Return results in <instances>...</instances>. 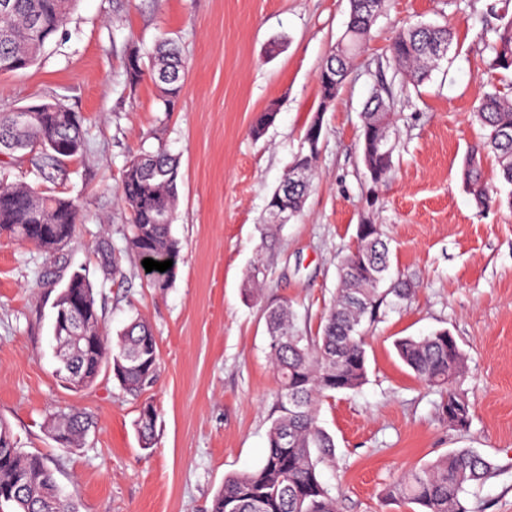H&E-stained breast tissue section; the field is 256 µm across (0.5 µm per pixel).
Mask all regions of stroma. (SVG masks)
<instances>
[{"instance_id":"1","label":"stroma","mask_w":512,"mask_h":512,"mask_svg":"<svg viewBox=\"0 0 512 512\" xmlns=\"http://www.w3.org/2000/svg\"><path fill=\"white\" fill-rule=\"evenodd\" d=\"M491 0H387L366 50L336 100L319 111L317 76L342 36L348 0H80L32 67L0 75V109L58 98L78 112L88 146L52 178L0 155V180L78 199L76 238L48 255L0 238V421L20 448L46 456L80 512H205L227 475L257 469L278 389L268 360L267 305L290 304L310 336L337 288V265L363 220L391 241V269L411 283L386 298L367 333V381L321 406L335 464L319 467L339 512H410L390 500L404 472L453 451L494 466L464 496L469 512H512V209L479 208L462 181L482 131L471 112L482 91L512 95V79L486 64L480 17ZM449 25L457 42L430 81L397 93L393 167L373 183L358 144L363 104L391 78L386 50L397 29ZM175 41L187 61L184 92L165 110L150 79L126 83L131 47ZM277 104L261 137L256 113ZM322 118L316 173L299 216L279 233L262 295L246 298L267 200ZM165 148L176 157V278L156 292L125 250L128 215L115 193L131 156ZM119 271L103 277L99 246ZM88 270L110 334L134 315L153 327L161 374L154 447L134 429L140 403L110 371L87 388L57 375L52 304L68 277ZM450 332L465 355L457 389L470 403L466 429L449 427L440 389L398 357L395 340ZM75 406L93 420L83 447L59 446L48 418Z\"/></svg>"}]
</instances>
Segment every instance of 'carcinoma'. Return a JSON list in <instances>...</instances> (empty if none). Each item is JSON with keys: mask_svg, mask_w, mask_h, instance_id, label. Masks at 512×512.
Returning <instances> with one entry per match:
<instances>
[{"mask_svg": "<svg viewBox=\"0 0 512 512\" xmlns=\"http://www.w3.org/2000/svg\"><path fill=\"white\" fill-rule=\"evenodd\" d=\"M79 0H0V74L16 73L37 63L46 45L64 28ZM385 0H349V18L340 41L332 47L318 74L321 102L318 111L338 95L357 56L370 40L372 26ZM489 67L512 70V17L507 19L490 4L485 13ZM454 33L446 26L417 25L397 31L388 57L401 89L418 87L447 59ZM186 63L179 47L163 40L145 54L131 50L125 62L129 84L149 76L159 87L165 111L180 97ZM394 98L379 87L361 112L360 140L365 169L375 184L392 168L395 144L390 141ZM29 118L19 110L0 111V154L27 159L47 174L59 165L58 157L81 155L87 146L83 123L57 99L27 106ZM278 113L272 103L257 113L252 133L259 137ZM474 116L483 134L463 168V184L480 206L507 204L512 208V98L497 91L478 98ZM493 154L499 166L498 182L487 178L481 156ZM317 154L299 152L281 184L267 202L271 215L299 214L311 186ZM179 166L160 148L133 156L126 164L116 195L129 214L126 249L138 261L172 260L170 269L145 273L159 292L171 287L181 258V243L172 233L178 195ZM507 197H501L503 188ZM77 200L41 192L26 183L0 182V237L31 243L50 254L66 246L82 223ZM280 224L265 225L264 237L244 288L257 297L269 268ZM336 295L317 336L296 328L288 303L266 309L268 358L278 380L276 413L267 432V454L262 465L232 475L212 497L208 512H337L336 498L321 482L319 465L335 458L333 438L320 425L323 401L335 393L355 391L366 381V335L380 305L390 294L408 295V283L392 282L389 245L381 229L368 224L355 247L338 265ZM79 298L84 314L61 330L56 340L60 378L73 389L91 386L104 368L123 391L138 399L156 384L160 357L152 326L136 316L111 337L102 321L94 284L86 271H75L61 288L54 309H67ZM402 361L429 387L447 396L442 405L448 424L465 428L470 405L457 391L464 372V355L446 330L427 336L405 337L395 343ZM159 412L144 401L134 426L141 447L149 449L157 438ZM90 417L77 409L60 410L47 421L51 438L65 448L81 447ZM493 464L482 455L451 452L393 482L388 496L417 507L416 512H468L466 488L490 478ZM10 512H80L71 498L59 497L53 468L43 456L17 447L7 424L0 421V509Z\"/></svg>", "mask_w": 512, "mask_h": 512, "instance_id": "obj_1", "label": "carcinoma"}]
</instances>
